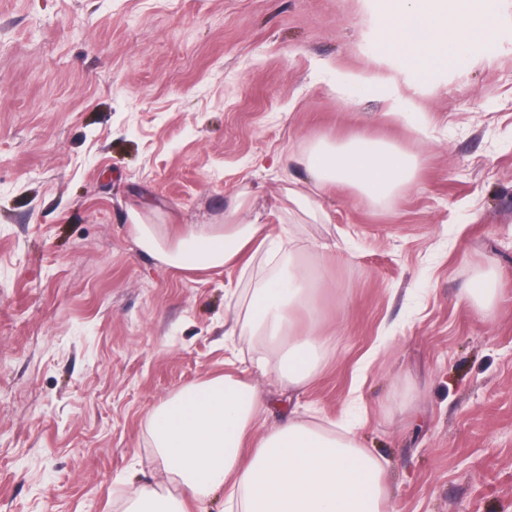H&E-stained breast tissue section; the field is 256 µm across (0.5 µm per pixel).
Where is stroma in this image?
Listing matches in <instances>:
<instances>
[{
    "label": "stroma",
    "instance_id": "35a3bbf8",
    "mask_svg": "<svg viewBox=\"0 0 512 512\" xmlns=\"http://www.w3.org/2000/svg\"><path fill=\"white\" fill-rule=\"evenodd\" d=\"M385 0H0V512H123L182 496L148 420L234 358L288 418H354L385 463L389 512H512V0L492 48L422 82L379 50ZM371 78L368 92L336 83ZM366 136L419 160L374 204L317 189L301 158ZM318 213L292 208L289 189ZM164 235L286 225L327 286L335 339L291 389L224 331L266 266L177 271ZM491 277L490 310L460 295ZM125 512H188L184 497L160 494L153 490H143L130 500Z\"/></svg>",
    "mask_w": 512,
    "mask_h": 512
}]
</instances>
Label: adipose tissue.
Returning <instances> with one entry per match:
<instances>
[{"label": "adipose tissue", "instance_id": "adipose-tissue-1", "mask_svg": "<svg viewBox=\"0 0 512 512\" xmlns=\"http://www.w3.org/2000/svg\"><path fill=\"white\" fill-rule=\"evenodd\" d=\"M495 0H387L389 22L380 40L385 53L402 57L421 81L464 63L469 49L485 42ZM317 185L350 186L367 200L384 203L414 180L417 160L397 146L355 137L342 144L321 143L303 159ZM248 206L239 196L223 223L210 224L165 241L147 212L150 201L131 210L138 247L177 270L231 267L243 258L265 255L274 274L253 289L244 319L229 336L281 348L276 359L260 357L288 387H306L318 378L330 337L317 326L297 333V312L315 317L322 280L310 277L297 258L287 229L240 224ZM263 414L255 389L234 373L185 388L149 418L153 446L166 473L186 497L142 491L125 512H188L186 500L215 491L227 493L230 512H387L388 489L382 461L363 448L349 430L330 431L300 419L253 437Z\"/></svg>", "mask_w": 512, "mask_h": 512}]
</instances>
